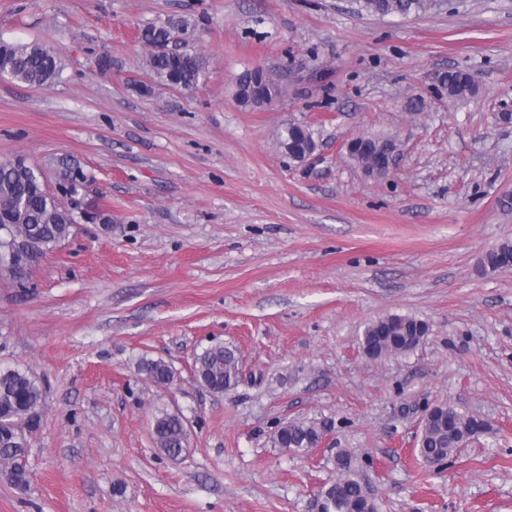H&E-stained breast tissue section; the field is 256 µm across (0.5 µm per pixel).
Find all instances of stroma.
Here are the masks:
<instances>
[{"label": "stroma", "mask_w": 512, "mask_h": 512, "mask_svg": "<svg viewBox=\"0 0 512 512\" xmlns=\"http://www.w3.org/2000/svg\"><path fill=\"white\" fill-rule=\"evenodd\" d=\"M171 19L204 77L138 93V33ZM0 39L44 43L63 68L39 88L0 76V161L52 185L80 167L112 217L75 225L27 287L0 279V364L46 392L30 485L0 483V512H314L342 450L378 512H512V269L481 267L512 242V0L407 18L357 0H0ZM254 68L283 94L245 108L234 80ZM451 68L475 97L449 101ZM290 121L313 130L314 167L281 148ZM361 134L395 137L388 175L350 161ZM393 313L428 335L368 359L364 327ZM214 342L242 368L222 394L193 374ZM143 356L174 383L141 375ZM441 403L493 431L439 470L416 441ZM159 408L186 419L174 461L153 445ZM303 419L328 424L320 447L274 444ZM442 88L450 101H462L475 96L479 88L471 75L462 69H450L440 76ZM138 370L159 387H168L175 379L173 368L161 359L143 356L139 360Z\"/></svg>", "instance_id": "obj_1"}]
</instances>
